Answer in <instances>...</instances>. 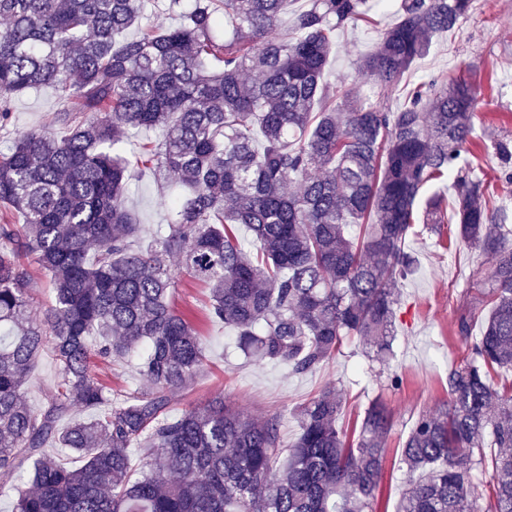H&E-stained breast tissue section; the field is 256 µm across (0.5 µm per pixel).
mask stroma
Returning <instances> with one entry per match:
<instances>
[{
    "label": "stroma",
    "mask_w": 512,
    "mask_h": 512,
    "mask_svg": "<svg viewBox=\"0 0 512 512\" xmlns=\"http://www.w3.org/2000/svg\"><path fill=\"white\" fill-rule=\"evenodd\" d=\"M374 23L356 21L337 30L336 47L326 68L325 79L361 80L366 94L390 110L404 102L403 92H388L361 78L360 56L372 51L382 29L398 20L393 0L373 4ZM430 77L464 78L476 89L480 101L475 117L476 135L468 145L470 158L495 186V204L512 209V183L502 177L496 152L501 140L512 142V0H471L470 9L453 31L436 35L428 54L404 75V82L416 83ZM65 103L50 87L32 90L11 101L12 129L50 127ZM0 131V151L7 150L10 133ZM131 193L127 207L141 228L151 237L158 225L171 221L163 198L178 194V185L158 182L150 171L130 170ZM457 228L441 227L440 234L421 232L412 237L408 250L415 270L400 285L396 316L395 357L389 364L372 361L361 343H345L341 352L319 369L295 374L287 366L257 363L236 348L233 333L223 324L206 317L207 286L187 272H180L172 294L177 311L186 313L194 324L208 359L205 370L172 399L174 409L196 406L221 398L225 403L255 417H277L284 444L298 433L293 410L332 385L345 404L339 420L346 433L358 428L370 403L379 402L392 417L387 439V456L379 491V512H396L405 489L401 444L415 418L439 407L448 398L449 371L465 355L457 333V321L464 308L473 306L477 292L470 288L468 275L485 257L474 249L458 246ZM92 372L118 394L133 392L140 385L138 358L130 356L111 364H94ZM400 375V388L389 384Z\"/></svg>",
    "instance_id": "stroma-1"
}]
</instances>
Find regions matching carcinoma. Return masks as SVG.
<instances>
[{
    "label": "carcinoma",
    "mask_w": 512,
    "mask_h": 512,
    "mask_svg": "<svg viewBox=\"0 0 512 512\" xmlns=\"http://www.w3.org/2000/svg\"><path fill=\"white\" fill-rule=\"evenodd\" d=\"M289 0H195L177 27H140L152 0H0V130L16 95L49 85L76 99L43 129L15 133L0 151V492L19 473L30 486L15 512H377L390 419L369 406L357 442L338 420L333 386L298 407L297 438L214 400L171 409L172 395L206 365L191 320L172 307V260L209 288L206 316L236 334L249 359L306 373L356 338L382 363L393 356L399 283L413 268L406 242L420 202L432 224L486 262L470 277L487 310L481 335L466 317L468 358L448 374V400L418 416L401 446L407 492L397 512H512V228L490 206L462 153L474 135L477 93L430 78L393 112L356 83H324L336 27L366 0H311L291 37L272 36ZM470 0H402L360 72L394 87L452 29ZM263 145L257 146L253 130ZM131 129L158 131L141 161L183 192L173 220L143 241L125 204ZM454 176L450 202L422 198ZM254 236L246 249L233 226ZM350 224L363 227L351 238ZM33 256L54 304L33 320ZM142 349L141 388L119 398L92 374ZM57 390L32 410L23 395L44 352ZM80 417L61 426V420ZM55 444L81 460L69 467ZM157 449L140 467L130 448ZM496 448L488 455L484 448ZM485 479L480 510L472 471Z\"/></svg>",
    "instance_id": "obj_1"
}]
</instances>
